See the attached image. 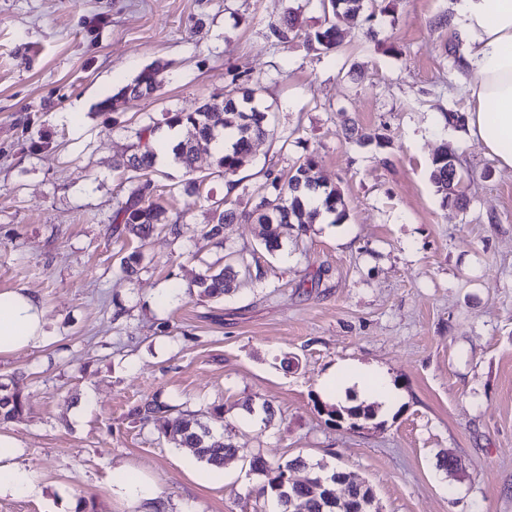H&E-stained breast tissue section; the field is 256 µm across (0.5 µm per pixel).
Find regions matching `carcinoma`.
Listing matches in <instances>:
<instances>
[{"label": "carcinoma", "instance_id": "1", "mask_svg": "<svg viewBox=\"0 0 512 512\" xmlns=\"http://www.w3.org/2000/svg\"><path fill=\"white\" fill-rule=\"evenodd\" d=\"M323 8L331 11L333 17L355 18L363 10V0H327ZM296 26V17L288 14L278 25L271 26V35L280 43H286ZM318 49L328 52L336 48V26L331 23L314 34ZM155 69H143L135 79L119 89L111 97L100 103L102 110H111L114 105L133 97L153 94L157 85L154 81ZM262 87L258 84L245 89L237 98L209 100L192 112H168L160 121H150L134 132L133 152L115 162L114 168L121 171L123 199L117 202V208L110 226L115 242L119 243L128 236L145 243L157 232L167 233L173 240L180 237V224L183 216L170 217L162 204L157 186L151 178L156 163V152L161 147L158 134L161 126L177 128L181 136L172 147L174 162L180 165L187 175L183 184L186 194L195 197V201L208 207L212 223L207 225L206 235L218 239L224 246V265L208 266L188 290H197L201 298L220 299L233 291V284L239 276L260 281L264 277L262 268L254 266L244 250H239L224 240V225L236 221H252L264 227L262 237L267 252L273 254L283 247V240L296 238L307 233L309 225L322 213L334 215L333 223L341 224L346 219L341 195L334 188H322L317 195L321 206L312 207L308 198L312 196L308 185L317 181L314 174L315 157H304L295 169V173L282 180L271 171L266 172L264 193L260 202L252 209H239L227 206L225 200H212L202 194V185L206 177L194 176V163L202 146L213 144L224 137L229 144L220 152L214 153L215 172L228 179L238 172L247 161L255 140L276 133L275 115L270 107L261 105ZM430 179L436 192L442 196L443 205L453 201L458 207L467 205L464 195L456 190L464 180L453 154L444 149L437 152L431 161ZM145 259L142 249L137 248L122 256L119 272L130 277L140 270ZM25 411V402L17 392L7 390L0 384V423L11 421ZM134 422L146 423L153 419H165L163 433L176 441L178 445L189 449L194 458L207 465L223 466L224 458L234 456L237 448L231 442V436H216L208 431V426L193 413H173V407L154 396L134 406L130 412ZM306 465L301 457L284 461L269 462L256 455L249 460V470L261 478L256 490L259 497L272 496L276 499L280 512H295L291 504L296 502L304 512H381L372 487L366 483L353 482L347 486V495L342 503H336L333 484L334 478L343 471L332 470L333 480L324 482L323 488L316 484H291L283 481L291 470Z\"/></svg>", "mask_w": 512, "mask_h": 512}]
</instances>
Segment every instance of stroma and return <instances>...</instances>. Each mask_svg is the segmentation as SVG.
<instances>
[{
	"instance_id": "obj_1",
	"label": "stroma",
	"mask_w": 512,
	"mask_h": 512,
	"mask_svg": "<svg viewBox=\"0 0 512 512\" xmlns=\"http://www.w3.org/2000/svg\"><path fill=\"white\" fill-rule=\"evenodd\" d=\"M376 41L337 18V46L310 50L321 0H0V291L26 288L45 339L0 354V383L27 410L0 426L39 494L0 497V512H138L113 490L123 468L168 512H278L249 497L248 461L322 460L370 483L382 512H512V170L445 124L466 113L473 78L456 0H389ZM295 36L270 24L288 12ZM157 65V92L115 112L99 103ZM261 83L275 136L254 141L238 186L195 167L214 199L256 204L265 170L285 176L315 154L347 218L316 222L275 254L262 228L228 224L265 278L207 300L186 288L224 256L179 166L154 179L181 236L154 235L137 277L118 274L109 226L121 190L115 159L164 113ZM382 144L360 146L351 130ZM472 182L468 206L443 205L429 178L441 147ZM347 364L386 373L399 397L368 419L330 416L320 381ZM160 395L179 410L220 405L238 449L201 483L202 465L128 416ZM271 402L272 422L242 410ZM457 468L437 467L439 455Z\"/></svg>"
}]
</instances>
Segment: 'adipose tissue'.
<instances>
[{
	"label": "adipose tissue",
	"instance_id": "adipose-tissue-1",
	"mask_svg": "<svg viewBox=\"0 0 512 512\" xmlns=\"http://www.w3.org/2000/svg\"><path fill=\"white\" fill-rule=\"evenodd\" d=\"M456 9L467 44L464 62L474 72L467 86L465 135L480 141L500 167L512 169V0H458ZM44 325L45 311L37 296L23 288L0 291V354L42 340ZM340 381L386 405L396 402L381 374L342 366L322 379L323 392L335 396ZM15 446L14 438L0 433V495L36 494L41 476L15 462Z\"/></svg>",
	"mask_w": 512,
	"mask_h": 512
}]
</instances>
